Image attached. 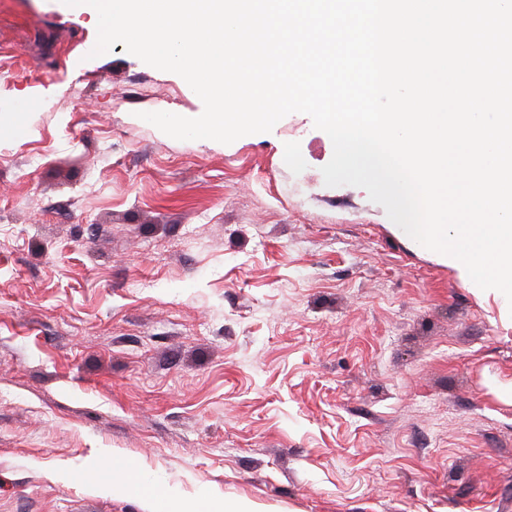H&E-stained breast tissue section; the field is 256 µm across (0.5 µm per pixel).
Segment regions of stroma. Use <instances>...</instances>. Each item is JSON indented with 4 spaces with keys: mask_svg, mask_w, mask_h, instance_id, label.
<instances>
[{
    "mask_svg": "<svg viewBox=\"0 0 512 512\" xmlns=\"http://www.w3.org/2000/svg\"><path fill=\"white\" fill-rule=\"evenodd\" d=\"M63 0H0V512H512V307L329 187L292 113L232 143ZM112 463V477L120 479L122 487L128 492L155 500L154 485L147 481L138 463L125 459L113 450H105L101 458V467ZM163 506L170 512H255L257 508L247 502L229 503L212 494H203L195 502H183L176 497L165 494Z\"/></svg>",
    "mask_w": 512,
    "mask_h": 512,
    "instance_id": "stroma-1",
    "label": "stroma"
}]
</instances>
